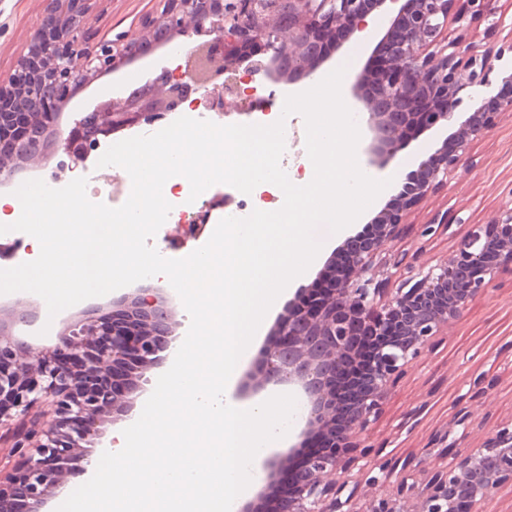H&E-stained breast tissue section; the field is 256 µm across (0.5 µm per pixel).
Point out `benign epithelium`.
<instances>
[{"instance_id": "1", "label": "benign epithelium", "mask_w": 512, "mask_h": 512, "mask_svg": "<svg viewBox=\"0 0 512 512\" xmlns=\"http://www.w3.org/2000/svg\"><path fill=\"white\" fill-rule=\"evenodd\" d=\"M92 2L42 0V20L26 51L13 72L0 77V137L31 120L51 93L58 147L84 162L101 139L173 115L193 94L195 104L224 111L241 70L261 77L254 94L266 83L297 82L278 68L285 55L309 77L331 48L365 31L367 17L397 6L374 59L345 84L343 98L361 104L362 164L369 171L384 168L416 130L440 125L452 132L397 183L367 232L347 237L315 281L299 286L300 300L288 304L240 384L241 396L299 388L305 411L297 447L309 443L298 468L291 451L263 459L265 486L242 512H486L494 494L512 486V424L479 447H459L451 436L471 425L462 408L431 460L415 465L379 457L369 427L409 361L447 332L499 272L512 269V204L494 223L473 225L426 270L382 257L384 242L399 236L408 213L468 160L471 142L512 112V59L481 53L468 39L471 21L485 14L489 0H288L286 25L261 13L260 0L226 6L223 0H164L142 32L169 20L173 40L209 37L200 76L185 81L161 67L149 82V97L135 102L126 96L91 111V140L82 117L62 131L60 111L74 90L131 61L127 43L88 46ZM467 86L478 93L464 108L459 93ZM39 161L37 154L0 155V185ZM391 266L403 268L393 293L385 288ZM171 303L139 288L113 302L111 313L87 315L54 343L37 347H22L0 325V428H6L0 438H10L18 456L11 467L0 464V512H45L102 438L103 425L132 416L146 372L169 360L176 341ZM41 399L52 407L49 420L29 417ZM283 472L293 476L291 494L279 489ZM363 484L391 491L361 510L356 501Z\"/></svg>"}]
</instances>
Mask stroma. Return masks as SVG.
<instances>
[{"instance_id": "stroma-1", "label": "stroma", "mask_w": 512, "mask_h": 512, "mask_svg": "<svg viewBox=\"0 0 512 512\" xmlns=\"http://www.w3.org/2000/svg\"><path fill=\"white\" fill-rule=\"evenodd\" d=\"M162 0H95L91 16L93 41L137 38L146 17L158 15ZM489 15L473 21L469 36L478 50L497 51L512 44V0H491ZM41 0H0V75H8L41 22ZM499 30H491L492 21ZM375 43L368 35L354 36L318 69L328 75L339 66L361 71L373 54ZM180 67L194 73L196 55L185 47L179 56L167 57L165 50L136 57L116 72L104 75L77 90L60 115L62 125L85 115L100 103L126 96L130 87L146 84L162 65ZM446 131L441 127L412 133L406 145L383 171V178L400 180L417 169L440 147ZM384 190L367 209L365 216L331 233L327 226L314 232L322 248L310 268L295 280L296 286L311 284L325 262L345 237L361 231L368 217L374 216L391 197ZM512 203V112L499 116L496 123L471 144L469 161L452 171L447 183L430 193L405 219L397 238L387 240L382 252L386 258L401 254L415 256L420 265L431 266L450 253L453 246L475 224L490 223L499 209ZM448 212L457 221L447 232L423 235L424 225L438 214ZM112 295L80 302L56 317H49L35 294L0 295V317L16 338L42 342L56 336L63 326L81 312H107ZM48 326L40 334V326ZM493 377L485 393L471 398L472 424L465 440L476 447L493 437L497 430L512 423V270L500 272L486 290L469 305L464 317L448 327L447 335L434 339L425 353L412 361L389 394L383 409L370 426V442L383 455L417 462L434 447L440 433L456 416L461 394L480 375Z\"/></svg>"}]
</instances>
